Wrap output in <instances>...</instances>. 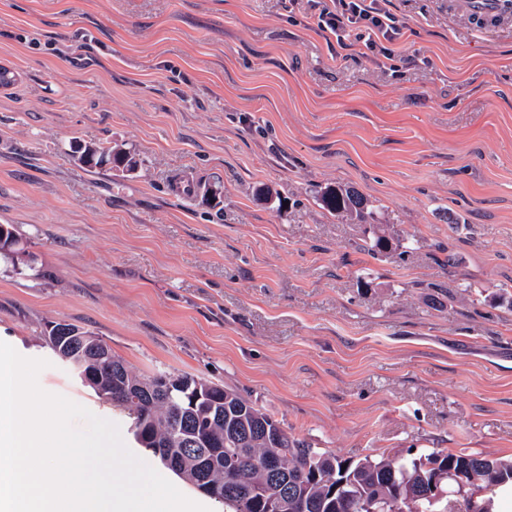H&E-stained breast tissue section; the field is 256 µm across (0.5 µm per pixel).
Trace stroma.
I'll return each instance as SVG.
<instances>
[{"instance_id":"obj_1","label":"stroma","mask_w":512,"mask_h":512,"mask_svg":"<svg viewBox=\"0 0 512 512\" xmlns=\"http://www.w3.org/2000/svg\"><path fill=\"white\" fill-rule=\"evenodd\" d=\"M390 10L383 62L326 39L306 0H0V224L20 238L0 341L154 469L49 323L136 373L234 390L341 458H512V16L481 33L455 0ZM75 138L139 165L91 172ZM327 185L375 225L323 209ZM315 198L331 214H344L360 224H371L374 212L369 201L351 187L328 186L316 191Z\"/></svg>"}]
</instances>
